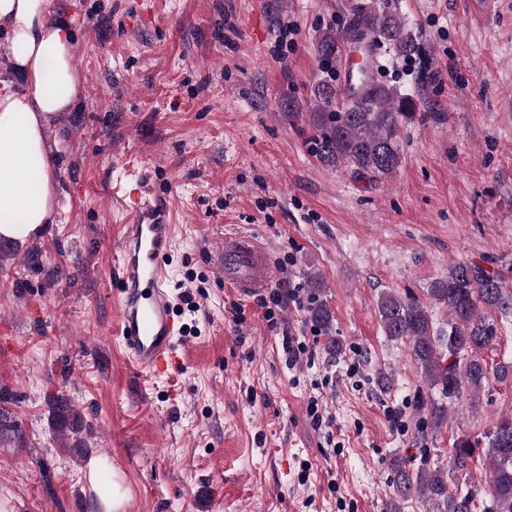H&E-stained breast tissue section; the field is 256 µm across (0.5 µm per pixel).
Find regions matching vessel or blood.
<instances>
[{
    "label": "vessel or blood",
    "instance_id": "b4317fda",
    "mask_svg": "<svg viewBox=\"0 0 512 512\" xmlns=\"http://www.w3.org/2000/svg\"><path fill=\"white\" fill-rule=\"evenodd\" d=\"M374 53L347 54L341 89L352 95L359 69L371 68ZM126 212L117 247L119 295L115 334L134 366L155 377L184 369L180 342L184 323L169 289L168 256L174 248L173 213L166 198L151 192L142 180L113 186ZM224 281L249 295L267 288L272 272L264 253L246 235L226 236L216 252Z\"/></svg>",
    "mask_w": 512,
    "mask_h": 512
}]
</instances>
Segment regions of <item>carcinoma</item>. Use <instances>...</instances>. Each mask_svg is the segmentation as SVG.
I'll return each mask as SVG.
<instances>
[{
  "label": "carcinoma",
  "instance_id": "carcinoma-1",
  "mask_svg": "<svg viewBox=\"0 0 512 512\" xmlns=\"http://www.w3.org/2000/svg\"><path fill=\"white\" fill-rule=\"evenodd\" d=\"M360 27L369 29L375 43L397 56L409 57L419 51L404 19L385 7L359 5L349 29ZM338 41V36L325 32L316 45L328 72L336 62ZM337 94L329 76L314 87L313 109L308 113V140L314 156L324 166L348 168L358 176L390 178L401 164L400 125L416 116V101L375 79L360 98L345 101L340 109L336 108ZM428 294L436 304L448 308L445 325H436L429 307L414 296L383 295L378 313L387 338L409 343L410 355L424 372L428 390L417 397L415 410L428 416L430 425L440 427L448 422L449 404L460 400L467 389L478 392L488 380V366L481 353L497 336L492 312L508 314L512 293L483 267L457 263L431 283ZM310 316L320 328L329 330L331 313L323 300H315ZM48 406L57 434L80 433L81 416L67 398L54 396ZM487 439L491 472L482 512H512V415L501 418ZM475 454L476 445L463 436L453 443L448 471L426 464L410 471L404 463L394 461L393 497L387 512H401L400 503L414 497L431 501L437 512H473L477 493H450L448 473L466 476Z\"/></svg>",
  "mask_w": 512,
  "mask_h": 512
}]
</instances>
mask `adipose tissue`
<instances>
[{
  "instance_id": "obj_1",
  "label": "adipose tissue",
  "mask_w": 512,
  "mask_h": 512,
  "mask_svg": "<svg viewBox=\"0 0 512 512\" xmlns=\"http://www.w3.org/2000/svg\"><path fill=\"white\" fill-rule=\"evenodd\" d=\"M53 0H0V44L24 90L0 86V237L28 238L51 223L58 181L48 129L84 94L70 28L53 23Z\"/></svg>"
}]
</instances>
